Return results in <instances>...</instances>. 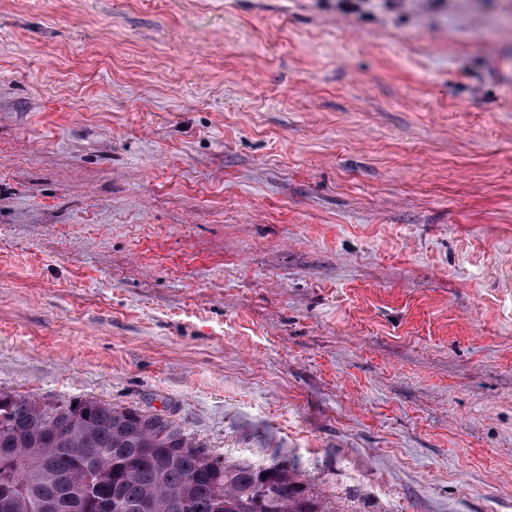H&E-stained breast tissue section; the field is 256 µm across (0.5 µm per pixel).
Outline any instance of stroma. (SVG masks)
Segmentation results:
<instances>
[{"instance_id":"stroma-1","label":"stroma","mask_w":512,"mask_h":512,"mask_svg":"<svg viewBox=\"0 0 512 512\" xmlns=\"http://www.w3.org/2000/svg\"><path fill=\"white\" fill-rule=\"evenodd\" d=\"M0 392L512 512V0H0Z\"/></svg>"}]
</instances>
